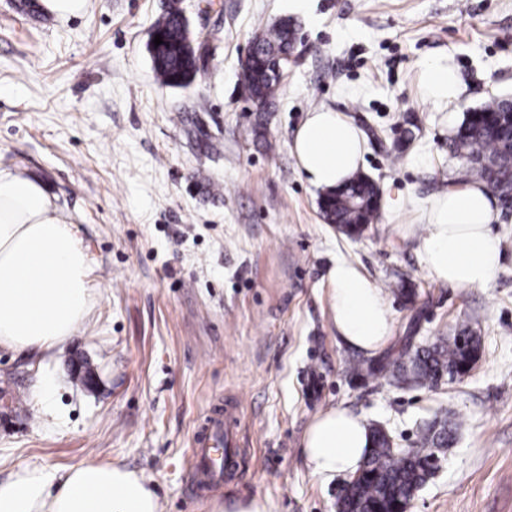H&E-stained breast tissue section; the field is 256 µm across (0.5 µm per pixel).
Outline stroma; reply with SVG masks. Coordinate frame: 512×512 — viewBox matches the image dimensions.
<instances>
[{
    "instance_id": "obj_1",
    "label": "stroma",
    "mask_w": 512,
    "mask_h": 512,
    "mask_svg": "<svg viewBox=\"0 0 512 512\" xmlns=\"http://www.w3.org/2000/svg\"><path fill=\"white\" fill-rule=\"evenodd\" d=\"M166 0H89L70 19L0 0V164L42 180L78 229L94 309L63 350L0 347V478L52 477L94 461L143 476L161 512H222L267 497L277 512H337L346 476H312L302 437L345 408L410 448L423 423L456 430L408 512H512V209L492 231L503 262L483 288L431 278L422 208L455 183L449 149L466 112L512 98V0H182L211 58L185 89L161 86L149 31ZM294 62L265 140L240 61L278 20ZM441 61L458 101L437 106L418 76ZM340 112L366 143L378 223L348 238L290 152L308 112ZM352 262L392 312L379 358L338 336L328 272ZM411 289V296L400 293ZM469 326L481 341L460 382L393 384L350 362H387ZM97 373L87 385L75 362ZM236 406L244 457L215 490L192 485L191 441L214 407Z\"/></svg>"
}]
</instances>
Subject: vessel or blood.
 <instances>
[{
    "instance_id": "vessel-or-blood-1",
    "label": "vessel or blood",
    "mask_w": 512,
    "mask_h": 512,
    "mask_svg": "<svg viewBox=\"0 0 512 512\" xmlns=\"http://www.w3.org/2000/svg\"><path fill=\"white\" fill-rule=\"evenodd\" d=\"M240 424L232 411L217 409L199 425L193 436L197 475L217 482L227 480L241 462Z\"/></svg>"
}]
</instances>
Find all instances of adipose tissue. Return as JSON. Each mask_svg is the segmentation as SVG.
<instances>
[{
    "instance_id": "adipose-tissue-1",
    "label": "adipose tissue",
    "mask_w": 512,
    "mask_h": 512,
    "mask_svg": "<svg viewBox=\"0 0 512 512\" xmlns=\"http://www.w3.org/2000/svg\"><path fill=\"white\" fill-rule=\"evenodd\" d=\"M428 99L447 104L459 95L458 77L442 63L424 67ZM291 152L309 183L332 190L360 168L365 140L338 112L309 113L295 132ZM426 232L418 240L424 268L457 288L487 286L502 265L491 226L499 212L482 184L449 186L423 210ZM89 260L64 209L43 184L0 167V346L47 352L62 346L91 314ZM333 320L341 339L368 356L384 348L391 312L379 288L346 260L329 272ZM302 451L312 476L354 473L370 446L364 417L332 409L308 427ZM0 512H159L145 479L116 465L87 462L60 483L24 468L0 479Z\"/></svg>"
}]
</instances>
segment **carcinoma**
<instances>
[{
  "label": "carcinoma",
  "mask_w": 512,
  "mask_h": 512,
  "mask_svg": "<svg viewBox=\"0 0 512 512\" xmlns=\"http://www.w3.org/2000/svg\"><path fill=\"white\" fill-rule=\"evenodd\" d=\"M158 34L163 43L157 46L154 39ZM292 35L288 21L282 20L252 41L244 90L258 112L268 108L279 89V81L268 74L269 58L288 51ZM148 48L156 80L168 87L187 86L209 63L205 45L194 44L179 0H168L152 26ZM506 112L512 113V100L502 98L466 113L452 140L454 155L464 163L463 177L483 183L497 196L512 192V125L503 122ZM374 194L375 187L368 177L357 174L344 188L323 195V219L346 236L358 237L379 220L380 207L372 203ZM479 349V338L462 328L448 342L403 350L379 371L391 381L413 376L419 383L433 384L445 376L465 375L472 369ZM371 432L373 446L347 483L339 512H408L414 493L434 476L429 458L434 449L448 444L451 430L445 426L437 430L430 424L413 448L391 446L376 427Z\"/></svg>",
  "instance_id": "obj_1"
}]
</instances>
